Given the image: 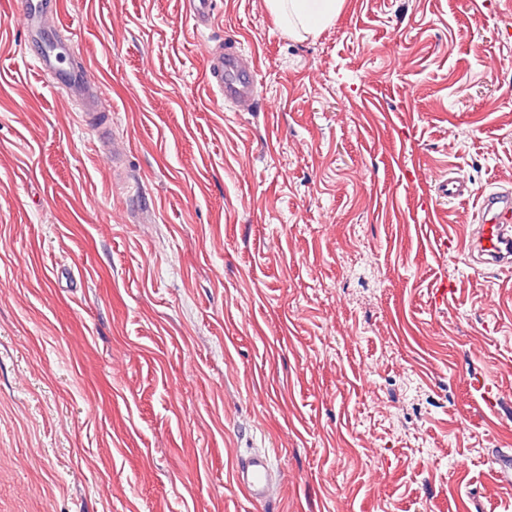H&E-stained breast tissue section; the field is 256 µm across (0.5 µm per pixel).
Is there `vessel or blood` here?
<instances>
[{
  "label": "vessel or blood",
  "mask_w": 512,
  "mask_h": 512,
  "mask_svg": "<svg viewBox=\"0 0 512 512\" xmlns=\"http://www.w3.org/2000/svg\"><path fill=\"white\" fill-rule=\"evenodd\" d=\"M186 17L194 27L211 26L215 0H185ZM26 43L43 76L55 87L64 89L80 103L79 116L97 131L98 149L111 152L120 162L122 152L112 149L105 134L103 97L99 83L92 79L87 64L65 40L48 41L44 24L55 14V0H19ZM204 79L216 96L235 104L254 99L258 82V60L235 48H221L206 57ZM479 224L473 225L463 244L474 270L483 276L512 269V191L483 193L478 202ZM235 481L250 501L273 503L278 484L276 471L267 453L258 452L238 462Z\"/></svg>",
  "instance_id": "obj_1"
}]
</instances>
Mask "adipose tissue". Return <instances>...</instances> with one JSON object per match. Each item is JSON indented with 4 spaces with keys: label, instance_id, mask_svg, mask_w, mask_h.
I'll return each mask as SVG.
<instances>
[{
    "label": "adipose tissue",
    "instance_id": "adipose-tissue-1",
    "mask_svg": "<svg viewBox=\"0 0 512 512\" xmlns=\"http://www.w3.org/2000/svg\"><path fill=\"white\" fill-rule=\"evenodd\" d=\"M285 33L294 38L317 36L332 25L344 0H267Z\"/></svg>",
    "mask_w": 512,
    "mask_h": 512
}]
</instances>
